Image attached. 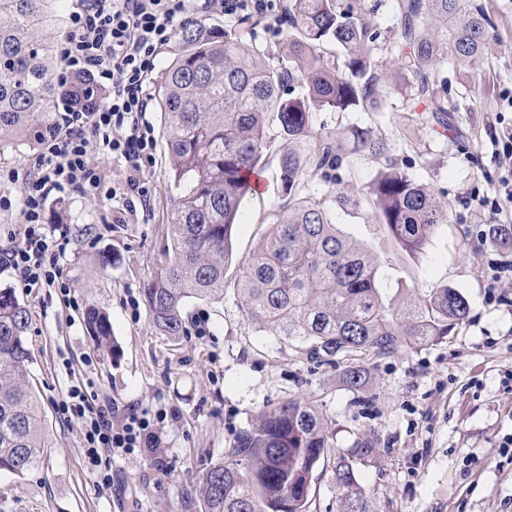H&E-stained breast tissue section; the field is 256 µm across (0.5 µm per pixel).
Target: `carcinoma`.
Returning a JSON list of instances; mask_svg holds the SVG:
<instances>
[{
  "label": "carcinoma",
  "instance_id": "cac0c4a2",
  "mask_svg": "<svg viewBox=\"0 0 512 512\" xmlns=\"http://www.w3.org/2000/svg\"><path fill=\"white\" fill-rule=\"evenodd\" d=\"M394 66L414 78L412 96L430 102L425 123L449 127L448 80L439 65L448 59L469 73L481 68L491 19L468 0H398ZM56 0H0V153L23 143L40 147L59 124V112L86 110L99 101L93 81L58 79ZM262 23L243 16L208 35L199 26L182 32L184 50L165 67L153 97L164 117L179 189L168 213L169 244L142 295L159 334L177 341L185 332L190 299H212L236 286L248 320L289 347H304L320 365L343 368L351 391L365 384L364 359L436 342L464 323L470 308L454 288L441 286L387 307L376 286L377 265L332 220V206L384 224L399 246L424 250L451 206L425 183L389 166L369 185L368 196L345 189L342 143L312 130V113L359 107L378 112L377 87L390 79L374 60L378 39L375 9L361 0H288L279 51H262L245 36ZM333 43L342 62L329 61ZM300 89L293 97V90ZM284 203L272 231L246 262L243 274L225 280L232 260L231 235L243 202L254 191L250 176L263 167L275 137ZM352 148L372 156L387 144L359 131ZM324 171L325 187L309 183L308 170ZM492 239L512 247V225H492ZM29 312L11 288L0 289V472L22 476L39 466L48 438L29 383L31 357L25 343ZM85 326L98 349L116 350L108 313L91 305ZM335 426L323 409L297 398L261 411L239 431L225 458L201 475L202 512H309L313 473L336 456L334 475L346 512H361L362 490L349 459H365L374 437H358L335 452ZM288 505V510L281 506Z\"/></svg>",
  "mask_w": 512,
  "mask_h": 512
}]
</instances>
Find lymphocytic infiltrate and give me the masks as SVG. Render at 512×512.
Returning <instances> with one entry per match:
<instances>
[{
    "mask_svg": "<svg viewBox=\"0 0 512 512\" xmlns=\"http://www.w3.org/2000/svg\"><path fill=\"white\" fill-rule=\"evenodd\" d=\"M220 9L225 15H269L273 0H80L69 15L68 32L58 44L63 76L90 75L103 98L91 110L63 113L58 133L41 148L32 167L11 174L17 195H0V211L17 212L20 227L9 232L0 257L26 288H55L68 296L59 260L68 243L66 233H54L46 224L51 202L66 195H105L123 209H148L151 196L144 170L154 147L144 121L151 108L147 86L159 56L179 28L198 15ZM492 157L511 161L494 196L477 198L483 209L503 213L512 205V131L493 134ZM123 163L127 177L122 188H107L93 154ZM60 415L81 422L84 460L103 486H111V458L141 450L149 453L162 442L149 410L103 409L85 386L71 385L56 404Z\"/></svg>",
    "mask_w": 512,
    "mask_h": 512,
    "instance_id": "f902f5d3",
    "label": "lymphocytic infiltrate"
}]
</instances>
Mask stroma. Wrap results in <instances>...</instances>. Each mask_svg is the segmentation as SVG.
Wrapping results in <instances>:
<instances>
[{
    "mask_svg": "<svg viewBox=\"0 0 512 512\" xmlns=\"http://www.w3.org/2000/svg\"><path fill=\"white\" fill-rule=\"evenodd\" d=\"M366 2L379 6L374 56L379 65L391 66L394 0ZM484 3L493 26L482 70L440 66L452 89H469L449 129L410 120L408 111L417 102L408 74L380 85L389 111L330 108L313 115L315 132L344 140L359 130L389 145L384 158L348 157L342 172L347 188L366 191L391 163L450 203L449 222L416 255L401 250L385 225L337 207L332 217L374 258L386 304L395 307L446 285L467 299L468 321L434 344L366 360L360 394L347 389L340 370L257 332L230 287L222 298L186 305V330L178 341L161 336L146 307L129 306L140 303L143 283L168 242L166 218L176 194L163 116L147 112L155 139L146 171L150 211L121 224L111 200L73 195L46 212L48 224L68 231L60 264L70 302L52 288L20 287L0 261V288L15 289L29 311L30 383L49 435L39 467L21 477L0 474V512H201L196 491L206 465L221 458L235 433L252 427L260 411L295 397L321 406L335 421V447L349 448L362 433L378 438L372 456L353 464L363 512H512V449L502 448L512 439V284L491 279L499 261L512 260V248L483 241L482 230L505 218L471 202L474 195L494 194L501 173L481 145L500 110L501 92L512 89V0ZM281 147L274 142L261 171L262 190L245 203L228 278L242 275L281 204ZM92 304L110 316L114 355L102 354L86 330L83 313ZM77 380L88 384L100 405L178 414L162 423L163 444L154 456L115 457L108 488L99 487L85 466L80 423L56 410Z\"/></svg>",
    "mask_w": 512,
    "mask_h": 512,
    "instance_id": "35a3bbf8",
    "label": "stroma"
}]
</instances>
